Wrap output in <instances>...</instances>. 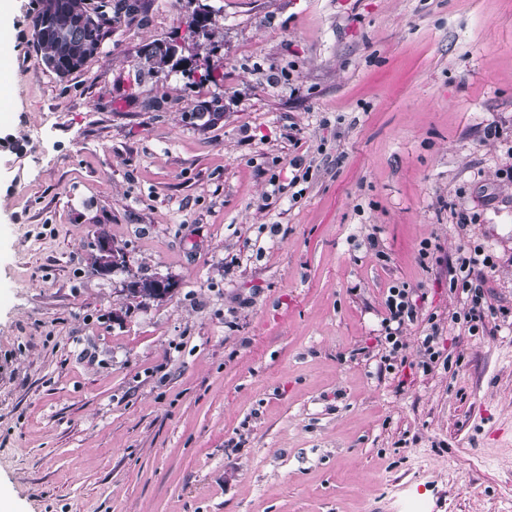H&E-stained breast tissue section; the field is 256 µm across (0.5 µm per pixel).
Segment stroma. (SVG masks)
Instances as JSON below:
<instances>
[{"instance_id": "stroma-1", "label": "stroma", "mask_w": 512, "mask_h": 512, "mask_svg": "<svg viewBox=\"0 0 512 512\" xmlns=\"http://www.w3.org/2000/svg\"><path fill=\"white\" fill-rule=\"evenodd\" d=\"M142 3L63 80L0 13V512H512V330L378 356L390 286L459 309L462 239L512 310V0ZM164 44L163 42H152L145 44L141 48V54L144 56L146 62L149 65L147 73L155 74L158 72H163L166 66L168 65V60L166 57V53L161 51L160 45Z\"/></svg>"}]
</instances>
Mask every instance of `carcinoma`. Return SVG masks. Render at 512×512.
Segmentation results:
<instances>
[{"mask_svg":"<svg viewBox=\"0 0 512 512\" xmlns=\"http://www.w3.org/2000/svg\"><path fill=\"white\" fill-rule=\"evenodd\" d=\"M141 8L140 0H120L110 13L91 6L89 0H37L34 37L43 61L56 64L53 73L58 78L68 77L98 53L106 27L130 23ZM141 54L150 74L162 72L168 65L158 42L142 46ZM129 291L143 302L157 299L152 278L132 282Z\"/></svg>","mask_w":512,"mask_h":512,"instance_id":"carcinoma-1","label":"carcinoma"}]
</instances>
